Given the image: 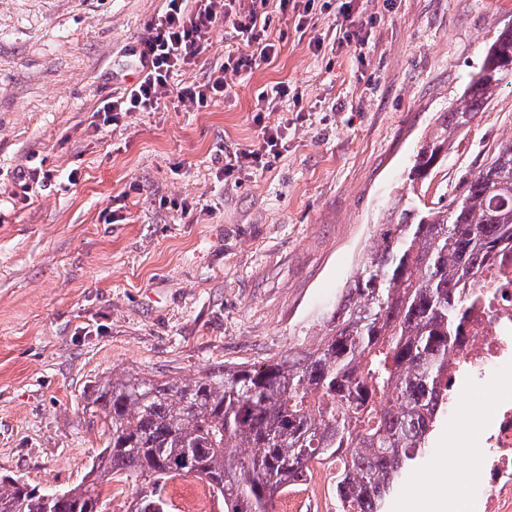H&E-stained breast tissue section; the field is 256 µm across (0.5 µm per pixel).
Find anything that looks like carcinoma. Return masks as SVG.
<instances>
[{
    "label": "carcinoma",
    "instance_id": "carcinoma-1",
    "mask_svg": "<svg viewBox=\"0 0 512 512\" xmlns=\"http://www.w3.org/2000/svg\"><path fill=\"white\" fill-rule=\"evenodd\" d=\"M512 27L488 46L458 106L417 149L408 193L326 320L317 343L260 364H228L193 378L112 377L91 394L106 433L89 480L52 498L0 477V512H100L102 486L135 479L128 512H170L164 482L195 477L224 512H273L314 459L336 463L342 512H380L425 451L448 407V356L462 342L467 305L489 263L512 262V139L450 202L414 194L512 67Z\"/></svg>",
    "mask_w": 512,
    "mask_h": 512
}]
</instances>
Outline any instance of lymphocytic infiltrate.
<instances>
[{
	"mask_svg": "<svg viewBox=\"0 0 512 512\" xmlns=\"http://www.w3.org/2000/svg\"><path fill=\"white\" fill-rule=\"evenodd\" d=\"M273 15L266 11L240 13L231 0H164L162 11L147 22L148 35L139 47L141 77L106 100L101 108L104 124L114 126L131 113L155 111L162 99L171 95L201 108L226 96L232 89L229 76L251 71L258 61L277 56L280 40L273 35ZM225 24L241 35L250 53L230 55L215 63L202 83L172 87L174 73L195 64L211 33ZM286 128L283 122L261 126L257 148L225 152L224 175L259 168L267 159L279 157L286 148Z\"/></svg>",
	"mask_w": 512,
	"mask_h": 512,
	"instance_id": "obj_1",
	"label": "lymphocytic infiltrate"
}]
</instances>
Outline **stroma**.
<instances>
[{"label":"stroma","mask_w":512,"mask_h":512,"mask_svg":"<svg viewBox=\"0 0 512 512\" xmlns=\"http://www.w3.org/2000/svg\"><path fill=\"white\" fill-rule=\"evenodd\" d=\"M162 6L0 0V474L45 491L79 483L104 448L86 404L107 378H190L316 343L417 148L512 25V0H359L364 41L317 52L279 14L278 55L228 96L104 125L96 111L138 81L133 50ZM245 49L217 28L173 80ZM280 82L292 96L265 122L287 120V151L224 178L218 148L257 143V96ZM509 139L511 80L451 139L429 197L451 199ZM35 172L47 184L24 192ZM475 428L470 410L440 415L382 512H421L450 449L476 456Z\"/></svg>","instance_id":"stroma-1"}]
</instances>
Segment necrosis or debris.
Returning <instances> with one entry per match:
<instances>
[{
  "label": "necrosis or debris",
  "mask_w": 512,
  "mask_h": 512,
  "mask_svg": "<svg viewBox=\"0 0 512 512\" xmlns=\"http://www.w3.org/2000/svg\"><path fill=\"white\" fill-rule=\"evenodd\" d=\"M478 286L481 300L449 358L473 377L497 383L496 404L477 433L482 452L467 505L474 512H512V265L488 267Z\"/></svg>",
  "instance_id": "necrosis-or-debris-1"
}]
</instances>
